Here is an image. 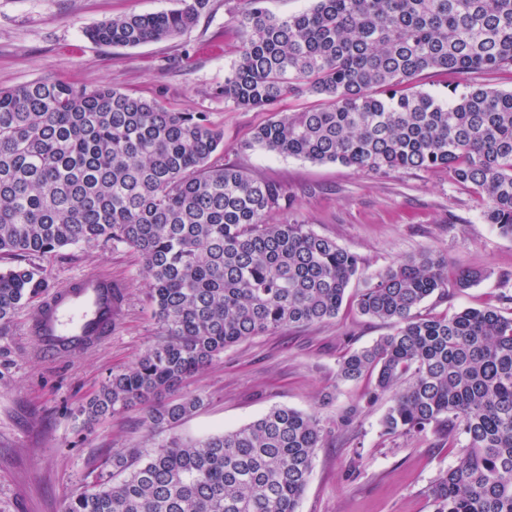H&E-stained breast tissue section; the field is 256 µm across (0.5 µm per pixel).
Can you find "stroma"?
<instances>
[{
    "mask_svg": "<svg viewBox=\"0 0 512 512\" xmlns=\"http://www.w3.org/2000/svg\"><path fill=\"white\" fill-rule=\"evenodd\" d=\"M238 0H208L197 22L175 39L136 47L94 44L87 30L112 17L180 8L181 0H0V89L50 79L78 87L108 83L186 112L208 113L224 132L219 162L244 167L285 186L293 218L336 241L363 261L350 300L335 318L257 336L225 350L189 378L181 395L199 394L203 406L176 431L202 438L237 429L274 406L319 417L330 428L317 449L298 512H433L426 487L455 465L466 440L427 432L388 436L380 420L386 400L366 402L368 381H344L340 361L390 334L362 315L353 300L368 277L394 262L435 249L447 253L448 271H485L465 290L432 295L421 314L453 315L465 308L512 313V238L481 216L474 188L446 169L387 174L335 163L273 155L251 143L270 112L226 103L224 76L238 43L231 35ZM479 83L512 90V79L483 72L432 73L420 89L447 93L449 85ZM141 257L118 244L68 246L48 266L50 288L67 286L88 270H106L122 285L123 302L111 337L97 348L53 364L36 351L26 324L33 307L0 327V512H62L65 498L89 488L113 453L140 448L147 429L140 409L87 425L72 416L112 371L131 366L154 342ZM352 421L337 427V420Z\"/></svg>",
    "mask_w": 512,
    "mask_h": 512,
    "instance_id": "obj_1",
    "label": "stroma"
}]
</instances>
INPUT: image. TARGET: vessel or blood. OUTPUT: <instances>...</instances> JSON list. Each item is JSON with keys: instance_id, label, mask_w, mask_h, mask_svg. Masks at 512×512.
<instances>
[{"instance_id": "obj_1", "label": "vessel or blood", "mask_w": 512, "mask_h": 512, "mask_svg": "<svg viewBox=\"0 0 512 512\" xmlns=\"http://www.w3.org/2000/svg\"><path fill=\"white\" fill-rule=\"evenodd\" d=\"M114 286L110 272L94 270L79 274L67 287L52 290L28 325L40 354L58 360L111 337L117 302Z\"/></svg>"}]
</instances>
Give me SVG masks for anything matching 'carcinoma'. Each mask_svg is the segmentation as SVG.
Returning <instances> with one entry per match:
<instances>
[{
	"instance_id": "1",
	"label": "carcinoma",
	"mask_w": 512,
	"mask_h": 512,
	"mask_svg": "<svg viewBox=\"0 0 512 512\" xmlns=\"http://www.w3.org/2000/svg\"><path fill=\"white\" fill-rule=\"evenodd\" d=\"M206 4L115 17L87 36L123 47L172 39ZM231 23L239 46L224 100L273 113L251 145L372 173L445 168L512 238V90L414 85L432 70L512 73V0H314L285 17L239 0ZM302 85L323 103L277 112ZM223 141L205 112L106 84L0 90V258L28 261L0 271V326L48 287L43 261L108 243L141 256L157 325L138 360L75 410L91 423L143 407L152 449L113 454L63 512H297L328 434L316 416L274 406L191 439L173 429L203 398L167 396L233 345L336 317L363 263L291 218L284 187L212 160ZM447 268L425 250L371 280L357 307L392 332L343 358L338 375L374 380L367 399H388L387 435L465 436L428 489L434 512H512V316L417 315L448 292ZM483 277L461 270L454 287Z\"/></svg>"
}]
</instances>
